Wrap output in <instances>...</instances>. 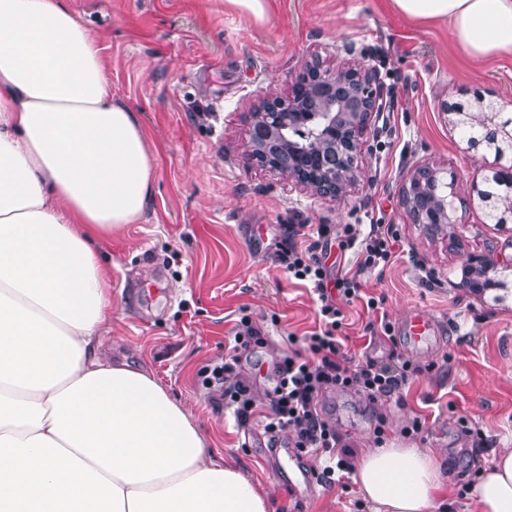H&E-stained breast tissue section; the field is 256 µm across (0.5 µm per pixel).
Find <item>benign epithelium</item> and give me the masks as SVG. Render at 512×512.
Masks as SVG:
<instances>
[{
  "label": "benign epithelium",
  "instance_id": "7a95c632",
  "mask_svg": "<svg viewBox=\"0 0 512 512\" xmlns=\"http://www.w3.org/2000/svg\"><path fill=\"white\" fill-rule=\"evenodd\" d=\"M383 111L377 75L361 62L347 69L308 64L295 76L288 96H271L250 108L244 151L258 166L324 199H342L360 175L361 139ZM460 131L474 129L467 150L480 156L481 182L448 180V169L417 165L405 180L401 198L412 223L438 233L454 224V200L468 195L481 212H494L498 227L512 233V115L501 104L476 92L466 103L445 112ZM512 236L488 242L468 254L462 285L483 296L512 292Z\"/></svg>",
  "mask_w": 512,
  "mask_h": 512
}]
</instances>
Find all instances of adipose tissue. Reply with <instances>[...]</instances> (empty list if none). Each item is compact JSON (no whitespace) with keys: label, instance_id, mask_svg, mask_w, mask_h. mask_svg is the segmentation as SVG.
<instances>
[{"label":"adipose tissue","instance_id":"obj_1","mask_svg":"<svg viewBox=\"0 0 512 512\" xmlns=\"http://www.w3.org/2000/svg\"><path fill=\"white\" fill-rule=\"evenodd\" d=\"M393 2L447 23L470 62L512 55V0ZM103 51L66 0H0V512H270L151 372L99 350L112 301L95 241L140 219L156 174ZM354 481L372 512H436L448 491L419 448L368 450ZM463 512H512V448Z\"/></svg>","mask_w":512,"mask_h":512}]
</instances>
